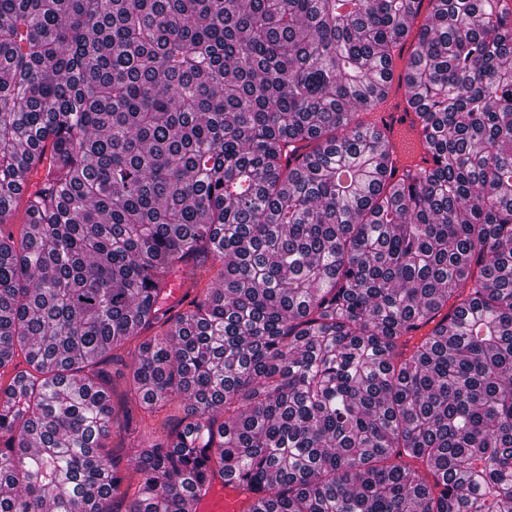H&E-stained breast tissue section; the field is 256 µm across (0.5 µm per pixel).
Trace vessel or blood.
Returning a JSON list of instances; mask_svg holds the SVG:
<instances>
[{"label":"vessel or blood","mask_w":512,"mask_h":512,"mask_svg":"<svg viewBox=\"0 0 512 512\" xmlns=\"http://www.w3.org/2000/svg\"><path fill=\"white\" fill-rule=\"evenodd\" d=\"M409 96L399 72H392L385 81V94L377 107L366 114L365 120L380 136L384 150L389 153L397 173L430 166L431 156L425 149L410 157L404 156L400 140L404 133H419L420 120L408 104ZM252 492L230 477H218L206 494L192 503V512H248Z\"/></svg>","instance_id":"1"}]
</instances>
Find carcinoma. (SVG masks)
Masks as SVG:
<instances>
[{
    "label": "carcinoma",
    "mask_w": 512,
    "mask_h": 512,
    "mask_svg": "<svg viewBox=\"0 0 512 512\" xmlns=\"http://www.w3.org/2000/svg\"><path fill=\"white\" fill-rule=\"evenodd\" d=\"M409 38L434 165L393 181L361 116ZM20 352L0 512H183L216 474L250 512H512L508 0H0Z\"/></svg>",
    "instance_id": "obj_1"
}]
</instances>
